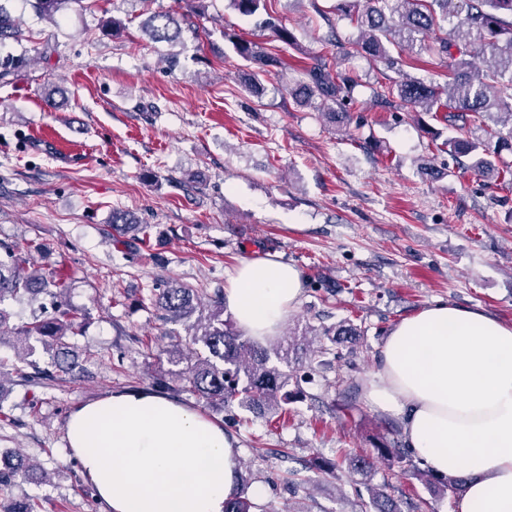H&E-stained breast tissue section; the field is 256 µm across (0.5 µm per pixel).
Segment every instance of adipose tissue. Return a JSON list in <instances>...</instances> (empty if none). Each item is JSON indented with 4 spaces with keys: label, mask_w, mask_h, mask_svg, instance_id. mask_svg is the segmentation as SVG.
Listing matches in <instances>:
<instances>
[{
    "label": "adipose tissue",
    "mask_w": 512,
    "mask_h": 512,
    "mask_svg": "<svg viewBox=\"0 0 512 512\" xmlns=\"http://www.w3.org/2000/svg\"><path fill=\"white\" fill-rule=\"evenodd\" d=\"M303 285L294 265L258 257L240 263L224 302L262 340ZM365 388L432 470L467 475L456 512H512V326L480 310L425 308L390 331ZM67 438L108 512H224L237 490V438L146 390L79 406Z\"/></svg>",
    "instance_id": "adipose-tissue-1"
}]
</instances>
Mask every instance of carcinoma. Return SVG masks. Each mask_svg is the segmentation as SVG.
Returning a JSON list of instances; mask_svg holds the SVG:
<instances>
[{
	"label": "carcinoma",
	"instance_id": "obj_1",
	"mask_svg": "<svg viewBox=\"0 0 512 512\" xmlns=\"http://www.w3.org/2000/svg\"><path fill=\"white\" fill-rule=\"evenodd\" d=\"M33 12L50 20L69 5L84 0H27ZM243 16H253L265 0H229ZM333 10L344 18L352 17L359 28L356 40L336 42V58L356 55L384 61L399 78L373 89L374 101L382 106L419 110L446 125L450 136L445 144L465 167L478 175L507 178L512 170L499 166L502 151L512 152V0H366L363 12L352 13L351 0H336ZM183 21L169 12L150 15L142 29L155 43L174 47L183 43ZM233 52L245 62L241 85L249 92L260 89L263 78L288 70L278 53L235 33H224ZM18 20L0 3V47L21 43ZM425 51L450 61L447 86L414 77L404 72L410 62L395 58L391 49ZM27 51L0 57V80L18 75L29 66ZM300 77L290 88L301 106L313 107L318 99L336 102L340 111L328 119L349 122L346 105L353 103L357 79L338 64L319 56L299 67ZM115 242L131 234L140 241L148 226L135 224L122 212H112ZM36 244L0 243V337L14 336L18 352L9 370L28 386L54 380L59 374L71 375L77 363L70 358L69 340L80 333L79 314L65 302L68 284L56 274L40 276L26 273ZM37 305L29 322L11 324L14 302ZM155 305L170 321H179L199 305L198 292L184 286L169 285L154 292ZM224 301L210 302L204 321L188 328L189 348L175 338L159 353L172 363L186 366L174 377L183 388L207 403L237 405L255 416L275 413L301 391L300 380L269 365V355L223 318ZM51 356V368H42L33 359L34 343ZM348 466L364 475L372 470L370 458L344 455ZM45 477L28 458L15 451L0 453V489L20 480ZM375 512H401L394 500L378 487L369 489ZM258 505L237 495L225 502L224 512H253Z\"/></svg>",
	"mask_w": 512,
	"mask_h": 512
}]
</instances>
